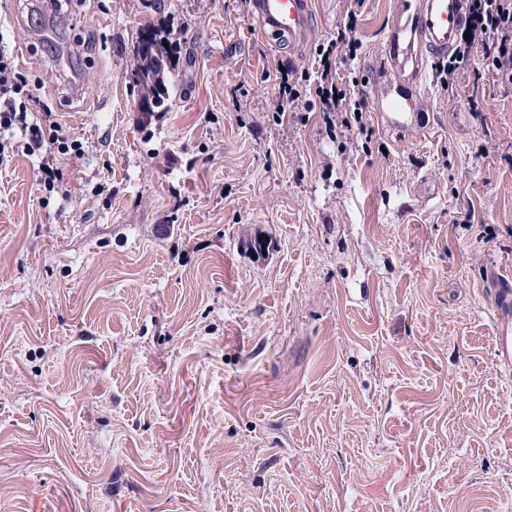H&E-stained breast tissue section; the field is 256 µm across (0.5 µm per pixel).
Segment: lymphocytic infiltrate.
<instances>
[{"label": "lymphocytic infiltrate", "mask_w": 512, "mask_h": 512, "mask_svg": "<svg viewBox=\"0 0 512 512\" xmlns=\"http://www.w3.org/2000/svg\"><path fill=\"white\" fill-rule=\"evenodd\" d=\"M365 0H350L347 21L334 40L316 49L314 86L306 88L280 70L278 95L280 110L298 108L307 94H315L327 115L330 127L351 128L357 114L363 111V100L351 98L343 85L340 67L358 57L359 41L354 37L357 17ZM465 36L460 39L448 61L436 65V79L441 88L455 81L461 62L476 51H483L486 67L502 83L512 85V0H468ZM36 96L19 71L15 56L0 48V166L7 164L15 152L43 150L38 179L42 191L58 189L61 177L54 165L56 154L82 155L83 146L70 137L65 125L53 121L42 125L31 120V104Z\"/></svg>", "instance_id": "lymphocytic-infiltrate-1"}]
</instances>
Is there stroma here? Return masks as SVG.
<instances>
[{
  "label": "stroma",
  "mask_w": 512,
  "mask_h": 512,
  "mask_svg": "<svg viewBox=\"0 0 512 512\" xmlns=\"http://www.w3.org/2000/svg\"><path fill=\"white\" fill-rule=\"evenodd\" d=\"M29 2L0 0V42L84 153L51 194L40 155L0 167V512H512L482 293L512 275V85L476 53L423 75L429 136L332 132L276 75L311 74L349 0L297 51L249 0H70L50 49ZM391 2L340 70L364 99ZM163 26L147 121L134 45ZM142 35L150 36L157 46V51L145 52L142 48ZM167 42L168 47L163 45ZM178 46L173 44L168 34L161 35L153 29H146L140 33L135 47V71L134 75L137 83L144 89L143 102L152 104L153 112H165L170 99L168 75L171 68V58L175 54ZM279 80L278 95L279 108L282 112L288 111V108L298 109L299 105L307 97V88L298 80L294 79L287 69L278 70ZM291 76V77H290Z\"/></svg>",
  "instance_id": "35a3bbf8"
}]
</instances>
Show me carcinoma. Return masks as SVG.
<instances>
[{
	"instance_id": "1",
	"label": "carcinoma",
	"mask_w": 512,
	"mask_h": 512,
	"mask_svg": "<svg viewBox=\"0 0 512 512\" xmlns=\"http://www.w3.org/2000/svg\"><path fill=\"white\" fill-rule=\"evenodd\" d=\"M142 34L152 38L157 50L146 52L142 48L143 39L136 41L134 75L139 86L144 89L143 101L164 112L168 109L170 99L168 73L177 45L173 44L169 35H162L150 28L142 31Z\"/></svg>"
}]
</instances>
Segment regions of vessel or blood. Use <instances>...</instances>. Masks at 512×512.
Returning a JSON list of instances; mask_svg holds the SVG:
<instances>
[{
    "label": "vessel or blood",
    "instance_id": "obj_1",
    "mask_svg": "<svg viewBox=\"0 0 512 512\" xmlns=\"http://www.w3.org/2000/svg\"><path fill=\"white\" fill-rule=\"evenodd\" d=\"M313 0H251L261 36L295 47L310 37ZM467 18L466 0H394L385 55L392 71L379 85L370 109L388 133L422 137L429 126L417 85L427 62L449 57ZM500 364L512 367V281L490 276Z\"/></svg>",
    "mask_w": 512,
    "mask_h": 512
}]
</instances>
